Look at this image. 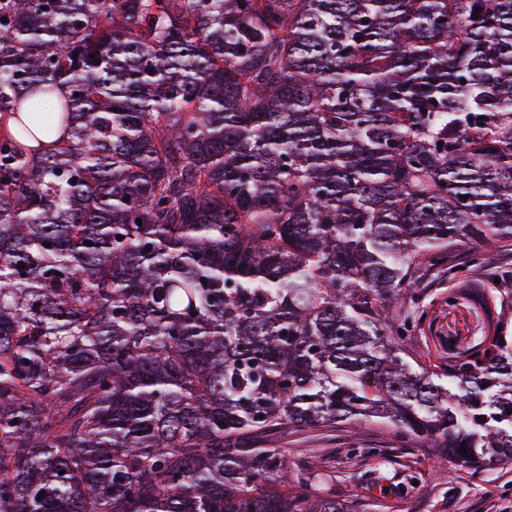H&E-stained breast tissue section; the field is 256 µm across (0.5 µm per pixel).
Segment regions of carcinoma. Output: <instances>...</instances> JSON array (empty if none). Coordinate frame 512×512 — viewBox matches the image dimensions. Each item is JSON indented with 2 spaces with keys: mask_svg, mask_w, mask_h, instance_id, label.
<instances>
[{
  "mask_svg": "<svg viewBox=\"0 0 512 512\" xmlns=\"http://www.w3.org/2000/svg\"><path fill=\"white\" fill-rule=\"evenodd\" d=\"M7 116L0 512H357L272 440L369 422L512 465L507 323L406 345L512 247V0H0ZM448 281H424L418 288L421 303L427 311V321L418 331L408 347L416 352L425 365L447 364L453 351L462 350L481 342L492 333L496 321L500 320L504 307L494 288H488L490 316L479 307L459 299L448 305Z\"/></svg>",
  "mask_w": 512,
  "mask_h": 512,
  "instance_id": "cac0c4a2",
  "label": "carcinoma"
}]
</instances>
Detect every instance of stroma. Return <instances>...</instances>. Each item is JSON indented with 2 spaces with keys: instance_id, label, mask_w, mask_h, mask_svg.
<instances>
[{
  "instance_id": "1",
  "label": "stroma",
  "mask_w": 512,
  "mask_h": 512,
  "mask_svg": "<svg viewBox=\"0 0 512 512\" xmlns=\"http://www.w3.org/2000/svg\"><path fill=\"white\" fill-rule=\"evenodd\" d=\"M448 282L425 281L419 290L428 311L427 321L408 346L426 365L447 364L452 352L481 342L500 318L512 322V308L503 309L499 295L488 290L489 310L468 301L448 300ZM292 462L319 456L336 469V489L351 493L360 504L359 512H512V468L472 472L435 464L424 448H403L393 444L384 429L365 424L352 429L306 430L279 438ZM376 449V459L387 476L400 466H410L422 476L418 486L403 498H395L387 481L370 485L367 472L371 463L352 459L353 447Z\"/></svg>"
}]
</instances>
